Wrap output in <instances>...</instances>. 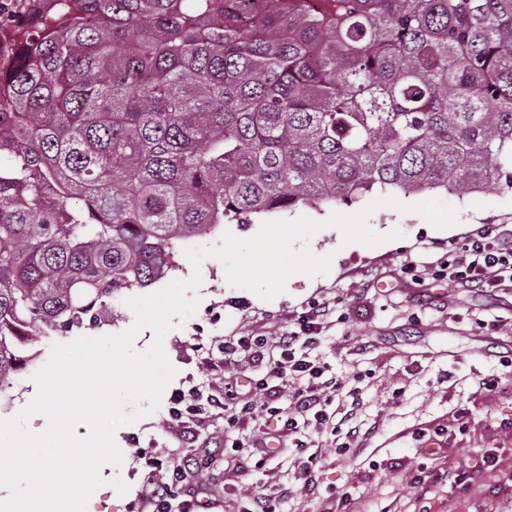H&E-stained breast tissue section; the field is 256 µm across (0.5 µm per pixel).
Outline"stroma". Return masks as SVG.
<instances>
[{
	"instance_id": "35a3bbf8",
	"label": "stroma",
	"mask_w": 512,
	"mask_h": 512,
	"mask_svg": "<svg viewBox=\"0 0 512 512\" xmlns=\"http://www.w3.org/2000/svg\"><path fill=\"white\" fill-rule=\"evenodd\" d=\"M437 197L458 208L457 226L436 229L410 209L383 206L369 218L386 237L378 246L348 244L339 229H322L309 246L314 254H332L329 273L294 274L271 301L232 287L222 263L205 259L197 312L164 337L176 374L156 410L116 429L122 465L103 466L107 483L91 495L86 512H140L149 459L202 457L223 445V415L198 422L190 438L170 424L175 393L196 385L223 395L234 365L228 360L214 369L220 340L287 330L317 301L335 308L318 355L336 377L360 390L352 423L358 437L346 440L344 424L308 429L322 461L305 482L298 478L304 456L286 437L270 439L261 471L193 473L189 485L209 512H237L250 493L279 482L293 489L283 512H331L341 492L354 498L356 512H417L420 495L430 512H512V280L474 288L440 273L442 263L461 256L485 225L512 231V189L465 198L441 191ZM394 230L399 238H391ZM411 264L417 273L408 272ZM48 357L41 350L33 366L13 377L11 389L0 395V419L13 418L32 399V377ZM344 442L349 450L338 452ZM487 452L495 454L496 470L473 477L468 489L431 481L420 493L407 482L411 473L437 464L455 471ZM116 476L128 484L127 493L109 486Z\"/></svg>"
}]
</instances>
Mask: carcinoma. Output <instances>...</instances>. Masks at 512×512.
Here are the masks:
<instances>
[{"label":"carcinoma","instance_id":"cac0c4a2","mask_svg":"<svg viewBox=\"0 0 512 512\" xmlns=\"http://www.w3.org/2000/svg\"><path fill=\"white\" fill-rule=\"evenodd\" d=\"M0 68V386L185 238L512 189V0H59Z\"/></svg>","mask_w":512,"mask_h":512}]
</instances>
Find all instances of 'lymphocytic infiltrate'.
Returning a JSON list of instances; mask_svg holds the SVG:
<instances>
[{
	"instance_id": "obj_1",
	"label": "lymphocytic infiltrate",
	"mask_w": 512,
	"mask_h": 512,
	"mask_svg": "<svg viewBox=\"0 0 512 512\" xmlns=\"http://www.w3.org/2000/svg\"><path fill=\"white\" fill-rule=\"evenodd\" d=\"M449 281L474 287L497 286L503 273L512 269V237L489 226L471 240L464 259L449 261ZM328 304L315 303L299 316L293 327L276 336H228L224 354L242 371L266 370L282 385L292 387L289 404L277 407L263 400L258 390L239 393L236 377L224 380V427L232 429L244 421L255 432L246 442L260 458L255 470H262L268 454L265 435L276 426L285 436L294 438L296 448H305V428L326 425L324 394L348 395L359 400L358 390L347 389L343 380L330 376V366L316 351L321 329L331 315ZM189 460L165 461L149 471L140 495L142 512H195L198 498L187 487Z\"/></svg>"
}]
</instances>
